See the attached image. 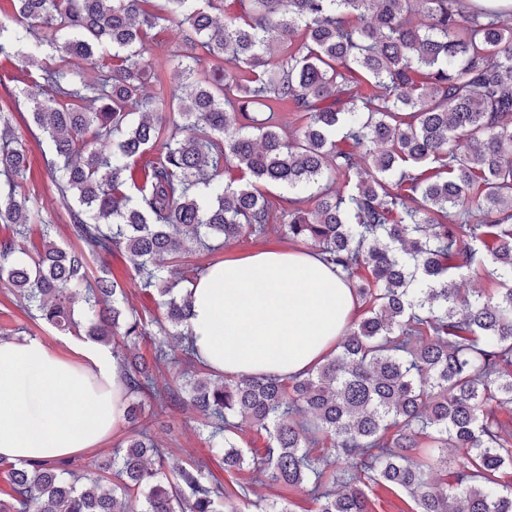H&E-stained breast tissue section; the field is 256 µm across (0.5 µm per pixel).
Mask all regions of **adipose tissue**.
<instances>
[{
  "mask_svg": "<svg viewBox=\"0 0 512 512\" xmlns=\"http://www.w3.org/2000/svg\"><path fill=\"white\" fill-rule=\"evenodd\" d=\"M185 333L216 373L284 378L336 351L355 309L348 286L311 252L259 250L210 265L189 287ZM77 360L45 344L0 341V457L49 463L92 448L120 423L125 392L109 348Z\"/></svg>",
  "mask_w": 512,
  "mask_h": 512,
  "instance_id": "adipose-tissue-1",
  "label": "adipose tissue"
}]
</instances>
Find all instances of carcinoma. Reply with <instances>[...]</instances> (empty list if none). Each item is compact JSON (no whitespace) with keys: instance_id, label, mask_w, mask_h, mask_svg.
Listing matches in <instances>:
<instances>
[{"instance_id":"carcinoma-1","label":"carcinoma","mask_w":512,"mask_h":512,"mask_svg":"<svg viewBox=\"0 0 512 512\" xmlns=\"http://www.w3.org/2000/svg\"><path fill=\"white\" fill-rule=\"evenodd\" d=\"M0 55L40 94L20 89L47 139L54 186L74 245H59L39 208L21 197L26 144L0 115V224L23 238L41 226L26 262L0 241V281L35 319L108 346L120 359L130 436L109 473L79 485L67 461L9 465L0 512H228L246 496L222 488L205 461L168 478L142 423L177 404L154 387L138 352L179 341L180 390L205 418L212 456L254 481L310 486L316 512H370L369 491H399L412 512H512V27L505 8L470 0H246L220 24L224 0H13ZM171 16L182 44L157 65L151 31ZM50 50V67L38 56ZM81 58L95 81L72 69ZM186 92L164 90L163 70ZM379 94L359 93L362 81ZM100 103L90 110L85 103ZM288 105L296 127L277 124ZM112 140V155L96 144ZM239 176L216 180L223 169ZM349 187L336 193V183ZM285 199L288 238L319 247L362 319L338 353L306 376L215 378L184 343L192 283L168 277L164 258L258 236L270 223L261 187ZM124 252L143 286L158 287L162 318L126 306L89 258ZM367 271V277L357 270ZM499 285L464 290L471 274ZM157 327L153 333L149 325ZM267 436L240 447L239 426ZM463 457L452 480L433 478L448 449Z\"/></svg>"}]
</instances>
